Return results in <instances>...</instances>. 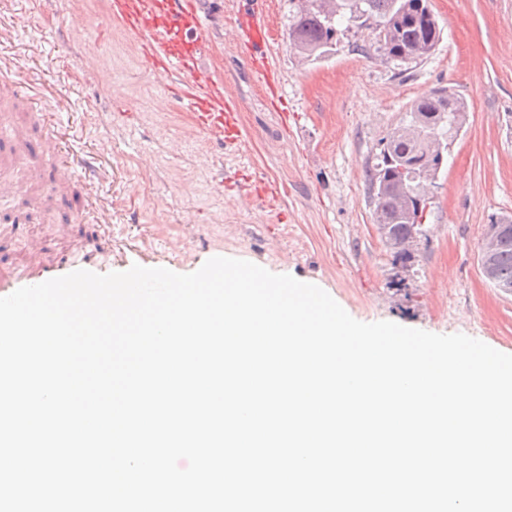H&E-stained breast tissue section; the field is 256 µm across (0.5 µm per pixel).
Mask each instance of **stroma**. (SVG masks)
<instances>
[{
	"instance_id": "35a3bbf8",
	"label": "stroma",
	"mask_w": 512,
	"mask_h": 512,
	"mask_svg": "<svg viewBox=\"0 0 512 512\" xmlns=\"http://www.w3.org/2000/svg\"><path fill=\"white\" fill-rule=\"evenodd\" d=\"M107 2L0 0V66L53 90L61 148L104 171L110 218L92 230L62 221L66 203L86 197L84 183L37 203L50 182L15 156L27 188L0 198V275L97 252L104 238L112 256L102 274L135 264L191 273L220 255L315 284L358 321L463 333L512 354V293L485 278L479 259L490 217L512 215V0H430L441 39L411 63L378 52L371 22L345 30L335 52L301 61L288 45L291 0H267L265 52L281 107L235 38L244 0H193L209 34L199 64L240 105L234 145L195 131ZM438 88L464 98L469 120L428 188L405 270L377 230L366 170L412 101ZM244 169L279 186L277 208L232 184Z\"/></svg>"
}]
</instances>
